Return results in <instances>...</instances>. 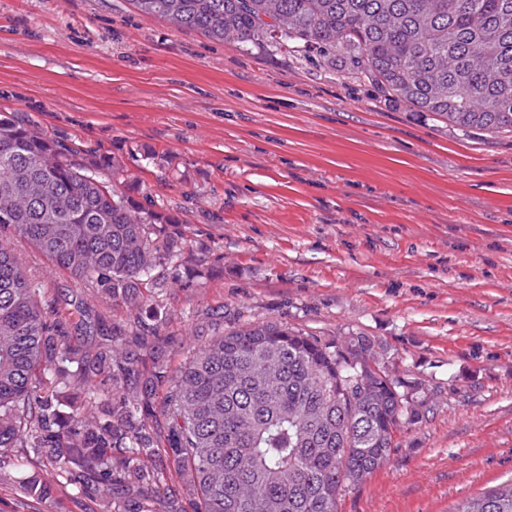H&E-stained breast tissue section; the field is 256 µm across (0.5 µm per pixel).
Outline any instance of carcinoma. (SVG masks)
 I'll return each mask as SVG.
<instances>
[{
  "mask_svg": "<svg viewBox=\"0 0 512 512\" xmlns=\"http://www.w3.org/2000/svg\"><path fill=\"white\" fill-rule=\"evenodd\" d=\"M179 30L242 46L340 51L382 93L458 129L512 132V0H132ZM122 167L0 113V232L10 230L106 305L50 296L0 238V482L28 502L69 487L92 512H338L431 412L382 367L373 336L323 340L276 323L216 329L170 369L158 280L180 220L129 192ZM126 311L115 319L113 311ZM359 358L352 398L336 358ZM167 386L162 400L160 387ZM175 469L179 484L165 481ZM452 512H512V480Z\"/></svg>",
  "mask_w": 512,
  "mask_h": 512,
  "instance_id": "carcinoma-1",
  "label": "carcinoma"
}]
</instances>
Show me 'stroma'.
Here are the masks:
<instances>
[{"mask_svg":"<svg viewBox=\"0 0 512 512\" xmlns=\"http://www.w3.org/2000/svg\"><path fill=\"white\" fill-rule=\"evenodd\" d=\"M0 112L110 153L203 249L197 287H163L171 367L220 306L231 326L376 337L419 384L427 420L339 512H452L512 479V133L418 112L346 54L212 41L131 0H0Z\"/></svg>","mask_w":512,"mask_h":512,"instance_id":"1","label":"stroma"}]
</instances>
